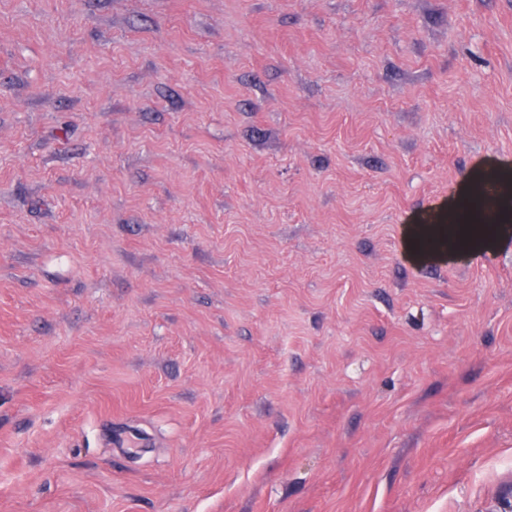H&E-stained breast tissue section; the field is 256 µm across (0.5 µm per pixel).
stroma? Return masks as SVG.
<instances>
[{
	"mask_svg": "<svg viewBox=\"0 0 512 512\" xmlns=\"http://www.w3.org/2000/svg\"><path fill=\"white\" fill-rule=\"evenodd\" d=\"M512 0H0V512H503ZM440 225L435 224H424V225H412L410 226L407 238H406V251L414 259H423L426 257H439L448 253V256H452L461 250L475 245L471 243H467L460 249L455 250H441L438 248H434L429 244L424 243L423 241L429 240L434 237H439L441 234ZM424 234V239L420 241L418 238L420 235Z\"/></svg>",
	"mask_w": 512,
	"mask_h": 512,
	"instance_id": "35a3bbf8",
	"label": "stroma"
}]
</instances>
